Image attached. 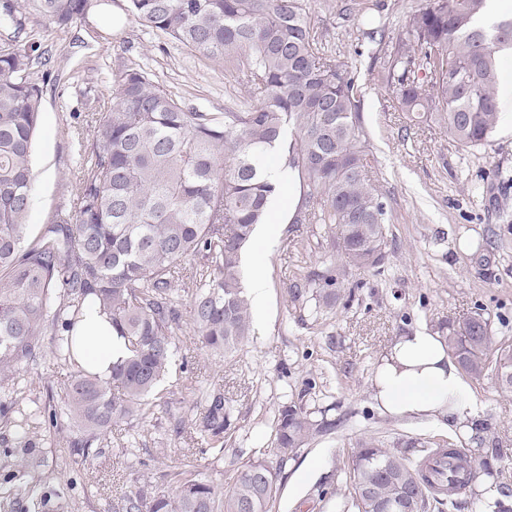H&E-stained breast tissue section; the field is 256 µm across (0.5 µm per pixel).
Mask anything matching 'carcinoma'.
<instances>
[{"mask_svg":"<svg viewBox=\"0 0 512 512\" xmlns=\"http://www.w3.org/2000/svg\"><path fill=\"white\" fill-rule=\"evenodd\" d=\"M350 2L341 19L360 16L365 37L388 39L377 80L395 109L461 147L485 145L499 120L496 53L512 45V17L485 28L478 18L486 0H426L389 36L365 0ZM32 10L57 28L88 12L86 0H0V26L14 29L0 47V419L13 420L19 443L29 444L33 418L13 396L26 388L24 367L50 328L51 354L71 373L63 405L44 407L39 427L69 422L79 431L70 445L87 456L112 428L169 405L158 387L172 366L182 292H191L203 347L225 354L249 340L241 258L279 193L263 176L271 157L302 189L292 223L317 224L330 237L323 270L300 271L292 283L315 290L323 308L335 307L336 288L351 271L383 264L389 219L370 176L376 158L353 66L325 50L308 0H127L129 16L145 29L242 74V100L222 112H196L142 67L121 70L112 106L75 144L76 213H56L27 241L43 105L31 71L50 63L41 41L24 35ZM191 257L198 264L188 269ZM89 300L130 352L107 379L82 366L73 335ZM446 341L467 376L479 380L491 370L501 391L512 392V345L496 340L483 314L449 326ZM231 418L224 396L209 395L191 420L198 452L224 453ZM335 426L295 401L279 406L272 441L279 464ZM352 459L357 512H385L399 500L406 512H426L430 502L451 504L480 476L496 475L480 447L440 445L413 458L370 439ZM276 496L272 467L257 459L227 489L191 469L140 479L116 509L273 512Z\"/></svg>","mask_w":512,"mask_h":512,"instance_id":"obj_1","label":"carcinoma"}]
</instances>
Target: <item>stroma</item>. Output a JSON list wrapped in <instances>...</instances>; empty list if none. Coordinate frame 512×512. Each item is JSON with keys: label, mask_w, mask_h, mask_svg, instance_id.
Instances as JSON below:
<instances>
[{"label": "stroma", "mask_w": 512, "mask_h": 512, "mask_svg": "<svg viewBox=\"0 0 512 512\" xmlns=\"http://www.w3.org/2000/svg\"><path fill=\"white\" fill-rule=\"evenodd\" d=\"M310 0L315 24L328 51L357 57L364 85L362 121L378 160L377 184L390 224L386 259L379 270L352 272L331 311H316L311 292L291 286L295 264L320 270L330 239L313 224L281 221L262 245L248 244L242 271L264 272L269 288L265 319L254 320L251 340L228 358L201 350L191 322L190 295L181 300L178 354L160 389L172 403L144 423H134V442L122 451L111 441L100 453L81 456L69 443L77 432H38L27 449L26 478L45 495L44 512L65 503L67 512H113L112 505L141 475L192 466L213 480L232 483L238 467L263 458L275 462L272 421L280 404L301 402L314 419L335 421L316 435L276 475V512H355L349 493L351 448L381 440L402 450L408 444L473 447V438L434 423H415L379 411L371 397L376 365L397 336L424 327L447 336L448 325L483 312L499 340L512 343V52L499 56V122L486 145L464 149L437 127L415 126L394 109L390 92L370 67L387 45L365 38L358 26H340L347 0ZM126 0H101L70 29L49 26L36 12L25 21L52 53L53 73L42 67L32 78L43 89L41 127L32 160L33 193L28 222L48 223L57 210L73 209L72 142L88 134L76 114L112 104V78L139 64L200 112H220L243 90L222 67L146 31L126 15ZM43 343L28 377L31 411L61 405L69 369ZM193 382L220 390L233 409L222 458L197 453L190 425ZM470 387L490 426L482 435L499 488H512V393L501 392L494 373Z\"/></svg>", "instance_id": "1"}]
</instances>
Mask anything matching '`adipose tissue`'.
Wrapping results in <instances>:
<instances>
[{"mask_svg": "<svg viewBox=\"0 0 512 512\" xmlns=\"http://www.w3.org/2000/svg\"><path fill=\"white\" fill-rule=\"evenodd\" d=\"M76 330L85 336V360L100 377H109L114 361L125 357L121 339L105 314L87 307ZM373 398L384 412L410 419L446 422L449 432H473L480 405L441 336L417 328L399 336L381 357L372 378Z\"/></svg>", "mask_w": 512, "mask_h": 512, "instance_id": "adipose-tissue-1", "label": "adipose tissue"}]
</instances>
